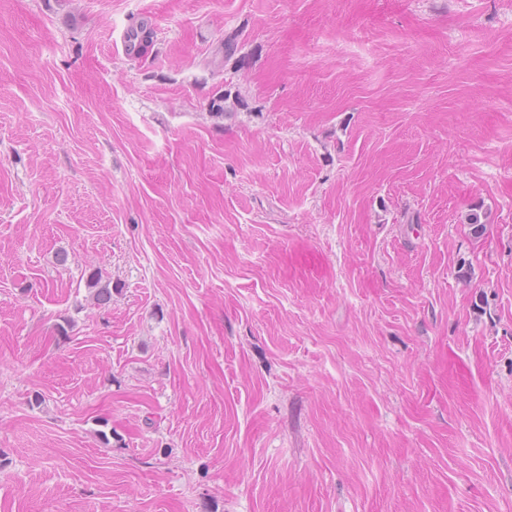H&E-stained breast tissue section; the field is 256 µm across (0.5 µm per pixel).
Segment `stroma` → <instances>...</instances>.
<instances>
[{
  "instance_id": "35a3bbf8",
  "label": "stroma",
  "mask_w": 512,
  "mask_h": 512,
  "mask_svg": "<svg viewBox=\"0 0 512 512\" xmlns=\"http://www.w3.org/2000/svg\"><path fill=\"white\" fill-rule=\"evenodd\" d=\"M0 512H512V0H0Z\"/></svg>"
}]
</instances>
